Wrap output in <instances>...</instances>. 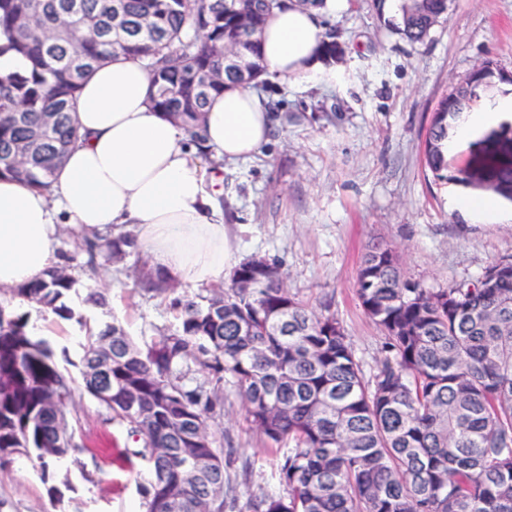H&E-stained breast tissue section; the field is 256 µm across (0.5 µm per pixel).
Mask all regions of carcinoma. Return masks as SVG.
<instances>
[{
    "instance_id": "1",
    "label": "carcinoma",
    "mask_w": 512,
    "mask_h": 512,
    "mask_svg": "<svg viewBox=\"0 0 512 512\" xmlns=\"http://www.w3.org/2000/svg\"><path fill=\"white\" fill-rule=\"evenodd\" d=\"M285 0H0V54L28 60L0 75V177L47 190L77 140L72 112L82 82L115 51L151 75L152 108L204 140V108L231 82L265 87L258 35ZM448 0H403L394 29L422 43ZM95 39L82 37L85 27ZM237 66L224 68V53ZM327 64L345 50L333 32L320 47ZM512 75L484 62L449 91L433 114L425 164L448 172L446 142L464 112ZM486 179L512 186V161L490 155ZM137 251L134 238L75 243L82 267L97 271ZM253 281L248 288L238 281ZM79 280L64 267L0 298V462L25 445L42 480L72 487L54 469L84 470L69 408L75 378L54 346L29 330L32 313L54 315L85 334L78 368L85 391L138 442L145 462L143 512H512V255L471 285L426 288L404 274L399 252L368 247L357 295L383 335V357L365 375L329 303L314 311L284 285L274 258L235 266L218 291L175 294L143 268L140 290L168 301L175 324L139 345L116 321L74 304ZM81 303L106 309L97 286ZM22 296L24 309L13 306ZM238 397L246 419L274 447L271 476L283 487L236 492L234 448L214 447L224 399Z\"/></svg>"
}]
</instances>
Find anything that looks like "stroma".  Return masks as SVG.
Returning a JSON list of instances; mask_svg holds the SVG:
<instances>
[{
    "instance_id": "stroma-1",
    "label": "stroma",
    "mask_w": 512,
    "mask_h": 512,
    "mask_svg": "<svg viewBox=\"0 0 512 512\" xmlns=\"http://www.w3.org/2000/svg\"><path fill=\"white\" fill-rule=\"evenodd\" d=\"M391 5L347 0L327 16L345 47L342 63L303 83H271L269 143L255 158L223 163L224 221L238 258L279 261L288 288L312 307L331 302L365 370L381 356L382 335L365 315L356 277L367 246L397 248L405 271L429 288L472 282L494 260L512 255V199L485 221L459 207L471 186L434 178L424 160L432 115L452 83L484 61L512 71V0H451L422 44L392 29ZM136 256L101 267L108 318L137 343L174 322L167 305L135 284ZM75 435L89 448L72 471L74 501L48 495L35 460L12 456L0 466V512H133L145 466L127 455L134 439L109 421L90 395L73 412ZM224 445L250 461L251 489L278 491L272 451L250 430L239 399L224 402Z\"/></svg>"
}]
</instances>
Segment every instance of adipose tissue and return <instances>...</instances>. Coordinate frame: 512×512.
I'll list each match as a JSON object with an SVG mask.
<instances>
[{
    "label": "adipose tissue",
    "instance_id": "adipose-tissue-1",
    "mask_svg": "<svg viewBox=\"0 0 512 512\" xmlns=\"http://www.w3.org/2000/svg\"><path fill=\"white\" fill-rule=\"evenodd\" d=\"M343 7L344 0L318 7L289 0L274 10L259 34L265 78L303 81L317 74L324 17ZM149 90L144 65L116 54L82 84L74 114L80 138L50 189L0 179V290L56 267L65 235L109 237L126 228L153 270L175 282L197 287L229 277L235 246L208 189L213 178L202 153L230 162L259 154L271 114L252 89L226 86L205 107V142L198 148L151 108Z\"/></svg>",
    "mask_w": 512,
    "mask_h": 512
}]
</instances>
